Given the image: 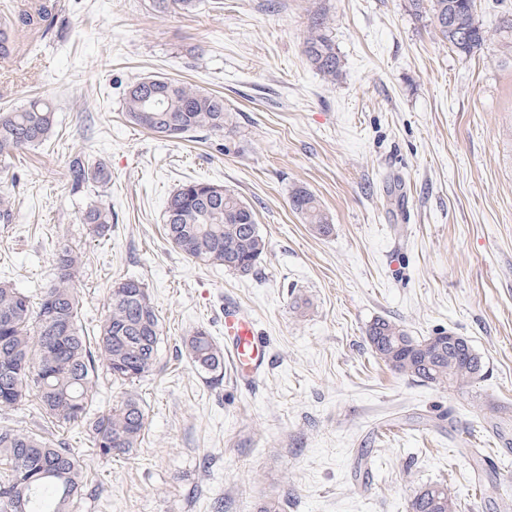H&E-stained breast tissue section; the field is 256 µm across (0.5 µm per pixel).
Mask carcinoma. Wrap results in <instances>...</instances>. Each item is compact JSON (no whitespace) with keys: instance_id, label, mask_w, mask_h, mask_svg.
Listing matches in <instances>:
<instances>
[{"instance_id":"carcinoma-1","label":"carcinoma","mask_w":512,"mask_h":512,"mask_svg":"<svg viewBox=\"0 0 512 512\" xmlns=\"http://www.w3.org/2000/svg\"><path fill=\"white\" fill-rule=\"evenodd\" d=\"M160 12H189L196 0H152ZM406 10L418 21L428 20L442 41L464 59L481 53L491 38L502 52L512 54V18L504 17L490 33L475 17V0H407ZM310 65L332 80L342 73V61L326 32L324 15L312 18L304 40ZM128 121L165 140L183 139L198 131L222 132L229 117L224 97L148 77L133 84L124 100ZM54 105L32 99L0 113V160L34 149L50 138ZM71 190L111 182L105 163L76 156L69 164ZM291 205L319 235L332 232L329 216L305 188L291 195ZM86 234L105 235L112 226V209L91 201L80 217ZM165 233L187 258L222 266L247 276L255 272L266 251V240L253 210L234 190L215 183L190 180L168 198ZM83 255L68 244L56 252V278L33 301L9 280L0 281V409L16 410L35 396L48 422L59 429L84 423L93 448L103 458L129 454L141 442L146 426L142 400L133 393L112 408L91 415L104 365L112 378L133 383L148 376L157 363L161 321L146 285L127 278L112 286L108 315L90 341L79 320L77 282ZM373 353H387L398 373L425 385L464 387L476 380L468 355L448 349V333L437 342L410 335L402 326L378 318L367 329ZM183 346L196 371L213 381L224 377V351L206 329H195ZM0 512H75L86 480L75 449L38 434L0 428ZM409 512H455L444 484L420 488Z\"/></svg>"}]
</instances>
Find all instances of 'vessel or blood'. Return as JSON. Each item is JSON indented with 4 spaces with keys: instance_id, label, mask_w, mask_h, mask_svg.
<instances>
[{
    "instance_id": "vessel-or-blood-1",
    "label": "vessel or blood",
    "mask_w": 512,
    "mask_h": 512,
    "mask_svg": "<svg viewBox=\"0 0 512 512\" xmlns=\"http://www.w3.org/2000/svg\"><path fill=\"white\" fill-rule=\"evenodd\" d=\"M224 350L237 380L246 385L256 383L270 364V354L254 320L232 304L224 307Z\"/></svg>"
}]
</instances>
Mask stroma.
I'll list each match as a JSON object with an SVG mask.
<instances>
[{"instance_id":"obj_1","label":"stroma","mask_w":512,"mask_h":512,"mask_svg":"<svg viewBox=\"0 0 512 512\" xmlns=\"http://www.w3.org/2000/svg\"><path fill=\"white\" fill-rule=\"evenodd\" d=\"M50 31L19 26L0 59V112L56 107L53 137L14 154L0 180V278L36 295L59 244L84 256L80 319L95 335L112 284H146L161 317L152 375L132 384L147 426L123 457L94 454L83 426L55 432L88 475L78 512H407L447 484L456 512H512V55L464 60L405 0H54ZM324 14L342 61L314 70L303 40ZM162 76L223 95L221 133L164 141L130 124L125 93ZM104 162L108 186L73 193L67 166ZM189 180L234 189L267 249L241 276L195 264L164 231ZM306 188L334 224L316 234L291 207ZM112 227L87 237V199ZM247 311L271 365L252 388L205 380L182 347L224 339V304ZM378 318L410 335L450 331L480 378L437 388L372 352Z\"/></svg>"}]
</instances>
